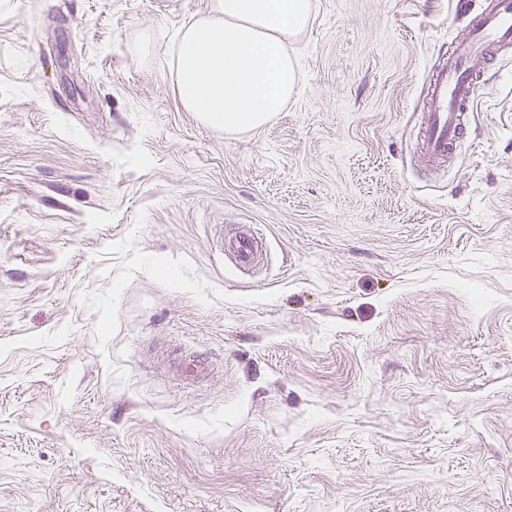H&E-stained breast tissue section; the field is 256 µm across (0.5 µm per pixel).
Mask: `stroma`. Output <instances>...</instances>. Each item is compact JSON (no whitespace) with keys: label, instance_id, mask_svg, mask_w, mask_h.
Wrapping results in <instances>:
<instances>
[{"label":"stroma","instance_id":"35a3bbf8","mask_svg":"<svg viewBox=\"0 0 512 512\" xmlns=\"http://www.w3.org/2000/svg\"><path fill=\"white\" fill-rule=\"evenodd\" d=\"M312 2L227 133L175 83L210 0H0V512H512V51L429 182L484 0ZM511 48L512 1L487 0L484 9L469 21L466 35L433 67L418 132L422 165L432 176L444 174L448 156L470 127L479 83L478 63ZM262 237L256 231H242L221 237V248L243 269L255 267L262 255Z\"/></svg>","mask_w":512,"mask_h":512}]
</instances>
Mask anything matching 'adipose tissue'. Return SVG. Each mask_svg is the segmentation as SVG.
<instances>
[{
    "instance_id": "ef3b65f1",
    "label": "adipose tissue",
    "mask_w": 512,
    "mask_h": 512,
    "mask_svg": "<svg viewBox=\"0 0 512 512\" xmlns=\"http://www.w3.org/2000/svg\"><path fill=\"white\" fill-rule=\"evenodd\" d=\"M312 21V0H211L183 31L176 85L183 107L228 132L257 129L299 82L288 40Z\"/></svg>"
}]
</instances>
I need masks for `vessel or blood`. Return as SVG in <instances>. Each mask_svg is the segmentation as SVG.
Instances as JSON below:
<instances>
[{
    "instance_id": "obj_1",
    "label": "vessel or blood",
    "mask_w": 512,
    "mask_h": 512,
    "mask_svg": "<svg viewBox=\"0 0 512 512\" xmlns=\"http://www.w3.org/2000/svg\"><path fill=\"white\" fill-rule=\"evenodd\" d=\"M511 48L512 0H487L484 9L469 21L466 35L433 67L418 132L423 166L432 176L444 174L449 155L470 127L478 63ZM221 248L244 269L255 267L262 255L261 237L251 230L223 237Z\"/></svg>"
}]
</instances>
